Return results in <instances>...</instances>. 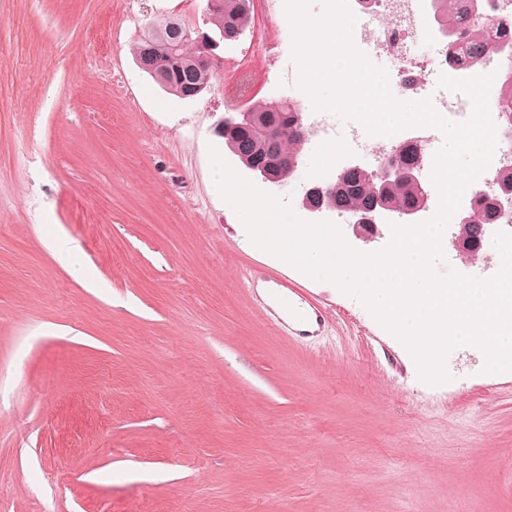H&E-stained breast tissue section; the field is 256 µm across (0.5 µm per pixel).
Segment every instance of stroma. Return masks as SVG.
Wrapping results in <instances>:
<instances>
[{
    "label": "stroma",
    "mask_w": 512,
    "mask_h": 512,
    "mask_svg": "<svg viewBox=\"0 0 512 512\" xmlns=\"http://www.w3.org/2000/svg\"><path fill=\"white\" fill-rule=\"evenodd\" d=\"M203 7L0 0V512H512V371L459 347L451 381H421L224 204L212 154L255 175L217 121L310 108L285 0H251L200 97L138 68L147 26ZM251 270L302 288L320 331L279 327Z\"/></svg>",
    "instance_id": "obj_1"
}]
</instances>
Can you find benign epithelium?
<instances>
[{
    "mask_svg": "<svg viewBox=\"0 0 512 512\" xmlns=\"http://www.w3.org/2000/svg\"><path fill=\"white\" fill-rule=\"evenodd\" d=\"M181 44L194 48L191 61L203 69H213L223 63L224 57L220 54L224 47V36L213 33L200 24L180 28ZM252 118L250 112H239L224 118L215 127V133L220 137L228 135L229 131L242 127V121ZM399 148L392 147L387 153L385 163L373 170L374 191L377 193V203L369 209H351L344 213L346 225L352 228L355 238L367 243L380 235L379 227L389 225V220H399L403 224H413L421 213L429 209L430 195L423 190L420 203L413 208H402L384 202L387 188L395 181L407 179L415 183L422 182L421 171L405 168L398 163ZM301 162L295 158L276 164L270 162L252 163L248 169L259 174L264 181L279 187L286 185L297 177ZM503 169L497 167L486 179V184L496 188V196L483 194L487 204L496 203L498 197H511L512 187L504 184L502 180ZM340 175L333 179L313 184L304 188L300 197L299 209L301 215L312 223L327 220L336 212V184ZM479 220L478 214L471 208L460 211L453 220L450 244L461 254L476 257L482 250V242L488 227L485 224L478 226L476 233L467 234L474 223Z\"/></svg>",
    "mask_w": 512,
    "mask_h": 512,
    "instance_id": "benign-epithelium-1",
    "label": "benign epithelium"
}]
</instances>
